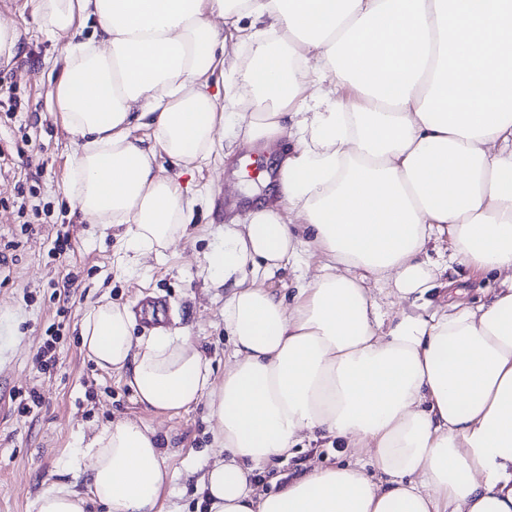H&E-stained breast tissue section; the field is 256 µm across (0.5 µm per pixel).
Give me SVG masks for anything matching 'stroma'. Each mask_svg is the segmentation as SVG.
I'll return each instance as SVG.
<instances>
[{
  "label": "stroma",
  "instance_id": "stroma-1",
  "mask_svg": "<svg viewBox=\"0 0 512 512\" xmlns=\"http://www.w3.org/2000/svg\"><path fill=\"white\" fill-rule=\"evenodd\" d=\"M34 10L35 0H0V19L14 22L22 40L19 55L0 65V87L22 102L13 113L0 107V512H35L34 501L44 489L73 483L64 460L79 436L125 418L160 432L165 465L177 474L163 493L162 512H204L188 471L218 454L205 403L167 417L145 410L124 377L101 371L85 357L79 325L85 311L106 298L129 304L133 334L145 336L151 326L143 307L157 301L161 324L185 329L212 359L216 373H223L229 346L225 289L211 283L207 255L223 242L233 216L243 215L254 201H278L284 153L260 151L247 163L244 146L229 155L213 152L195 171L191 236L177 240L160 259L147 260L135 274H122L115 240L101 225L83 221L63 191L78 146L51 110L66 39L37 32ZM21 190L48 205L46 223L25 224L16 197ZM60 231L72 245L62 260L50 253ZM54 324L59 327L56 362L45 370L37 353ZM32 389L40 393L41 405L30 414L18 413L17 395ZM343 460L339 448L326 441H305L259 482L263 491L275 492L304 467Z\"/></svg>",
  "mask_w": 512,
  "mask_h": 512
}]
</instances>
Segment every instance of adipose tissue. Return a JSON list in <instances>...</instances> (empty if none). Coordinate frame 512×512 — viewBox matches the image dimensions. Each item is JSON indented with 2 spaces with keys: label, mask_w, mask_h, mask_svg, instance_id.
Returning <instances> with one entry per match:
<instances>
[{
  "label": "adipose tissue",
  "mask_w": 512,
  "mask_h": 512,
  "mask_svg": "<svg viewBox=\"0 0 512 512\" xmlns=\"http://www.w3.org/2000/svg\"><path fill=\"white\" fill-rule=\"evenodd\" d=\"M232 14L257 25L241 138L298 148L280 204L247 211L209 254L234 282L224 376L184 334L133 339L129 306L110 301L84 313L83 350L147 409L207 400L222 451L200 478L208 512H512V0H36L38 29L68 38L53 108L81 145L64 191L111 230L126 274L188 233L181 177L224 124L209 76ZM443 234L496 282L485 302L432 310L425 252ZM285 265L289 303L253 279ZM318 437L352 462L259 491ZM65 466L85 491L48 487L36 512H161L170 476L147 425L116 421Z\"/></svg>",
  "instance_id": "ef3b65f1"
}]
</instances>
